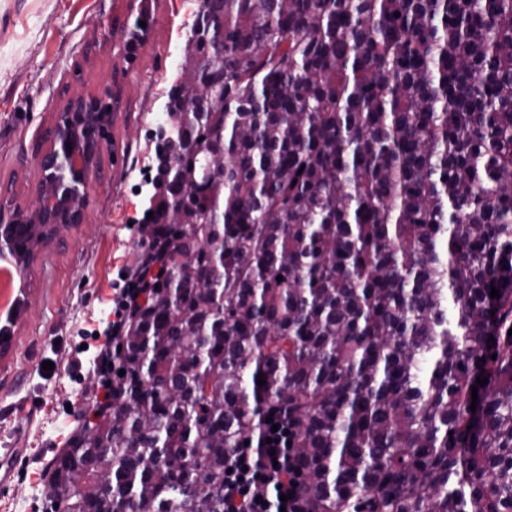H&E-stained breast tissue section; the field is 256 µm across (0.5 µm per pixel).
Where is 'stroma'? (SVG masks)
Listing matches in <instances>:
<instances>
[{
    "label": "stroma",
    "mask_w": 512,
    "mask_h": 512,
    "mask_svg": "<svg viewBox=\"0 0 512 512\" xmlns=\"http://www.w3.org/2000/svg\"><path fill=\"white\" fill-rule=\"evenodd\" d=\"M201 0H148L155 18L136 62L124 59L120 30L135 26L125 0H0V182L17 202L36 199L34 157L75 66L86 86L122 71L123 109L112 128L116 160L88 188L91 223L61 232L28 275V305L0 354V454L22 448L0 512H54L49 471L102 401L94 367L112 319V298L144 256L139 232L155 193L157 117L181 65ZM52 362L43 370V362Z\"/></svg>",
    "instance_id": "35a3bbf8"
}]
</instances>
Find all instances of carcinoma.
Segmentation results:
<instances>
[{
  "mask_svg": "<svg viewBox=\"0 0 512 512\" xmlns=\"http://www.w3.org/2000/svg\"><path fill=\"white\" fill-rule=\"evenodd\" d=\"M202 3L158 288L53 498L216 512L276 411L307 512H512V0Z\"/></svg>",
  "mask_w": 512,
  "mask_h": 512,
  "instance_id": "carcinoma-1",
  "label": "carcinoma"
}]
</instances>
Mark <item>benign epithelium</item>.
<instances>
[{
	"label": "benign epithelium",
	"mask_w": 512,
	"mask_h": 512,
	"mask_svg": "<svg viewBox=\"0 0 512 512\" xmlns=\"http://www.w3.org/2000/svg\"><path fill=\"white\" fill-rule=\"evenodd\" d=\"M120 108L110 76L90 91L64 95L36 154L37 204L20 207L11 185L0 183V257L17 260L22 284L61 230L90 223L87 187L102 168Z\"/></svg>",
	"instance_id": "7a95c632"
}]
</instances>
